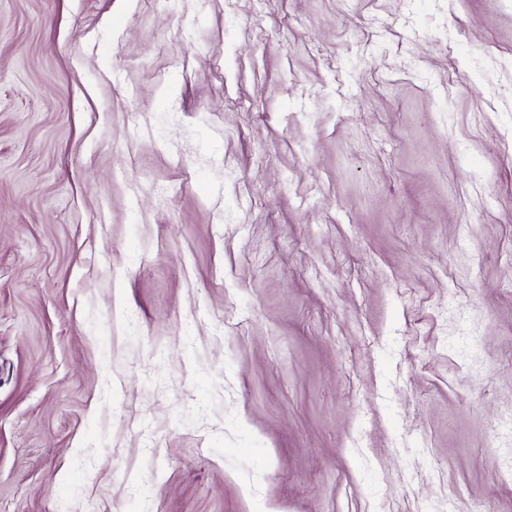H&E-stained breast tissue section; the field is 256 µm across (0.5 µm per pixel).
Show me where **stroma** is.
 I'll return each mask as SVG.
<instances>
[{"mask_svg": "<svg viewBox=\"0 0 512 512\" xmlns=\"http://www.w3.org/2000/svg\"><path fill=\"white\" fill-rule=\"evenodd\" d=\"M512 0H0V512H512Z\"/></svg>", "mask_w": 512, "mask_h": 512, "instance_id": "35a3bbf8", "label": "stroma"}]
</instances>
